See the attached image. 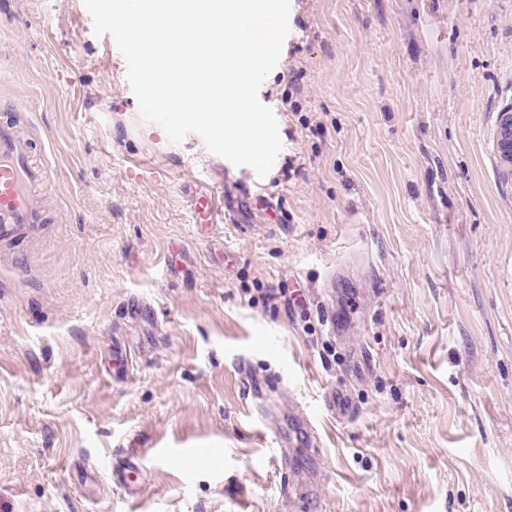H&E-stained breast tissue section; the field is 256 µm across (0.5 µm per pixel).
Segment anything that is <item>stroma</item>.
<instances>
[{
	"label": "stroma",
	"mask_w": 512,
	"mask_h": 512,
	"mask_svg": "<svg viewBox=\"0 0 512 512\" xmlns=\"http://www.w3.org/2000/svg\"><path fill=\"white\" fill-rule=\"evenodd\" d=\"M288 24L260 178L144 120L83 0H0V112L50 217L0 243V512H512V0ZM200 184L253 197L205 227ZM254 376L315 427L305 506Z\"/></svg>",
	"instance_id": "1"
}]
</instances>
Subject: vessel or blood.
Here are the masks:
<instances>
[{
  "label": "vessel or blood",
  "instance_id": "1",
  "mask_svg": "<svg viewBox=\"0 0 512 512\" xmlns=\"http://www.w3.org/2000/svg\"><path fill=\"white\" fill-rule=\"evenodd\" d=\"M32 141L14 122H0V241L17 237L22 231L44 224L46 217L37 194L44 177L34 160ZM190 210L198 224L217 223L220 216H234L226 200L213 191L195 189Z\"/></svg>",
  "mask_w": 512,
  "mask_h": 512
}]
</instances>
